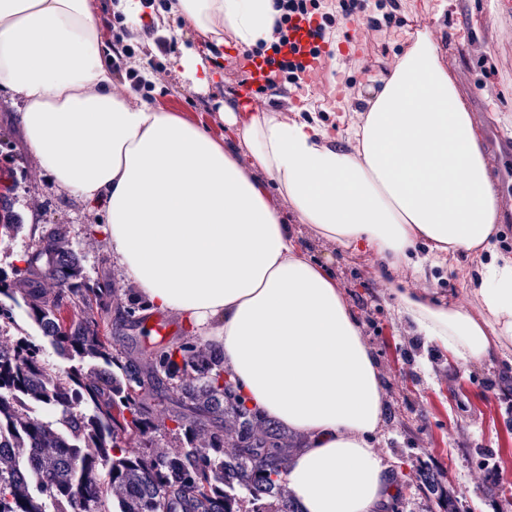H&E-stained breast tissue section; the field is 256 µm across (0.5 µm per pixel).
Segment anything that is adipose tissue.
I'll list each match as a JSON object with an SVG mask.
<instances>
[{"label": "adipose tissue", "instance_id": "obj_1", "mask_svg": "<svg viewBox=\"0 0 512 512\" xmlns=\"http://www.w3.org/2000/svg\"><path fill=\"white\" fill-rule=\"evenodd\" d=\"M274 0H173L209 51L177 59L207 86L225 37L270 42ZM95 0H0V89L21 102L23 136L62 191L102 204L103 230L155 310L183 316L224 355L249 406L311 434L285 475L303 512H381L395 489L372 448L382 393L359 328L326 268L307 258L271 203L345 252L386 269L432 268L415 246L474 254L479 310L401 292V313L457 364L512 346V258L473 118L430 28L369 88L366 111L331 143L316 115L225 108L256 166L180 115L117 90Z\"/></svg>", "mask_w": 512, "mask_h": 512}]
</instances>
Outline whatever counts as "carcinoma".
<instances>
[{"label": "carcinoma", "instance_id": "cac0c4a2", "mask_svg": "<svg viewBox=\"0 0 512 512\" xmlns=\"http://www.w3.org/2000/svg\"><path fill=\"white\" fill-rule=\"evenodd\" d=\"M0 217L5 228L23 229L4 196ZM64 233L57 224L38 238L22 300L41 336L73 365L54 372L28 335L0 346V512H302L284 475L304 439L248 407L217 352L181 346L143 363L114 346L96 318L109 311L110 284L85 279L80 257L61 249ZM48 280L60 288H42ZM14 295L1 271L5 319L11 309L2 298ZM162 396L170 427L153 415ZM32 403L59 418L31 416ZM131 439L142 445L134 456L123 449ZM19 452L38 482L35 494ZM412 483L438 494L431 472L415 471Z\"/></svg>", "mask_w": 512, "mask_h": 512}]
</instances>
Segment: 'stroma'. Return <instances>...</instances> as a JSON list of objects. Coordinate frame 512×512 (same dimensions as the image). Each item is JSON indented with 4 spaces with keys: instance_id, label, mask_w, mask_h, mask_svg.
<instances>
[{
    "instance_id": "obj_1",
    "label": "stroma",
    "mask_w": 512,
    "mask_h": 512,
    "mask_svg": "<svg viewBox=\"0 0 512 512\" xmlns=\"http://www.w3.org/2000/svg\"><path fill=\"white\" fill-rule=\"evenodd\" d=\"M400 18L406 23L400 39L368 42L362 54L349 50L353 32L347 19L337 18V52L327 62L319 90L304 98L291 93L267 95L264 106L288 112L316 109L330 134L340 136L348 120L346 109L356 104L351 88H363L387 73L395 54L427 26L453 43L441 56L469 112L481 115L476 126L482 145L503 137L512 140V0H410ZM131 33L138 49L130 64L153 89L147 94L126 82L123 91L135 101L147 98L152 106L181 113L236 148L243 163H250L234 129L222 119L225 105L243 113L250 109L242 95V67L225 65L207 88L194 90L171 62L185 45L206 52L205 43L189 27L172 22L160 28L145 22ZM158 39L170 42L168 54L156 51ZM19 109L18 99L0 93V193L10 192L14 209L24 221L23 230L15 235L0 228V269H25V259L42 230L63 225L65 246L83 256L88 281H109L112 307L135 311L131 322L108 317L103 331L114 345L131 350L145 362L170 346L207 348L204 337L185 332L178 314L146 308L136 283L114 261L98 231L104 221L102 206H91L57 188L24 140ZM271 202L292 225L309 256L330 270L375 360L382 403L396 411L395 419L382 423L371 440L382 465L402 486L389 512H445L444 500L428 497L404 482L419 463L432 457L441 463L439 478L460 512H512V492L483 494L476 468L478 456L483 455L499 471L512 474V349L478 365H458L440 346L417 336L399 315L384 268L373 253H341L335 243L298 222L285 200L275 196ZM476 263V258L461 254L435 267L430 276L410 277L406 283L436 302L464 304L469 286L466 272Z\"/></svg>"
}]
</instances>
